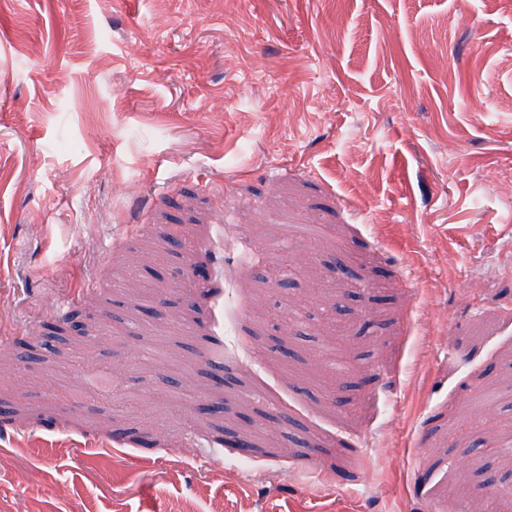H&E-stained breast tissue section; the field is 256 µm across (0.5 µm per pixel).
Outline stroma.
<instances>
[{
	"label": "stroma",
	"instance_id": "35a3bbf8",
	"mask_svg": "<svg viewBox=\"0 0 512 512\" xmlns=\"http://www.w3.org/2000/svg\"><path fill=\"white\" fill-rule=\"evenodd\" d=\"M508 183L512 0H0V512H512Z\"/></svg>",
	"mask_w": 512,
	"mask_h": 512
}]
</instances>
